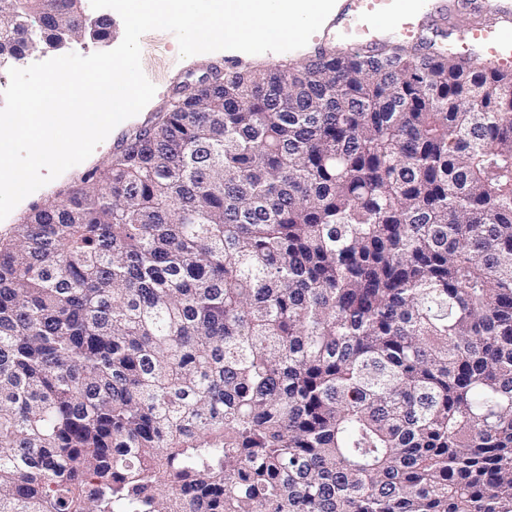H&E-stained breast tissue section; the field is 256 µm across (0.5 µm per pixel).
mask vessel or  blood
I'll use <instances>...</instances> for the list:
<instances>
[{"label":"vessel or blood","instance_id":"b4317fda","mask_svg":"<svg viewBox=\"0 0 512 512\" xmlns=\"http://www.w3.org/2000/svg\"><path fill=\"white\" fill-rule=\"evenodd\" d=\"M447 9V0H343L331 37L349 51L378 47L391 40L414 43ZM475 10L480 20L456 31L448 43L449 52L512 70V0H478Z\"/></svg>","mask_w":512,"mask_h":512}]
</instances>
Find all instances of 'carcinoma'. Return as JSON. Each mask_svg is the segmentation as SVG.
<instances>
[{
  "mask_svg": "<svg viewBox=\"0 0 512 512\" xmlns=\"http://www.w3.org/2000/svg\"><path fill=\"white\" fill-rule=\"evenodd\" d=\"M212 82L0 232V512H512V72Z\"/></svg>",
  "mask_w": 512,
  "mask_h": 512,
  "instance_id": "1",
  "label": "carcinoma"
}]
</instances>
